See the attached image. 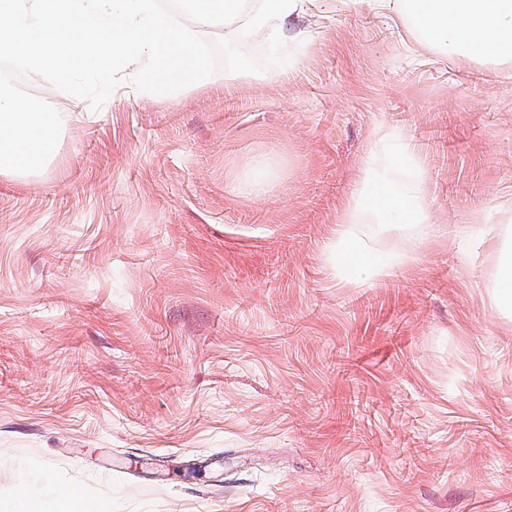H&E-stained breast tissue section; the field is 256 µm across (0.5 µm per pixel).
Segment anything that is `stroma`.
<instances>
[{
  "label": "stroma",
  "instance_id": "1",
  "mask_svg": "<svg viewBox=\"0 0 512 512\" xmlns=\"http://www.w3.org/2000/svg\"><path fill=\"white\" fill-rule=\"evenodd\" d=\"M283 40L97 112L27 77L68 119L0 172V497L38 460L83 512H512V77L333 0ZM385 132L445 232L380 228L407 260L353 283L328 244Z\"/></svg>",
  "mask_w": 512,
  "mask_h": 512
}]
</instances>
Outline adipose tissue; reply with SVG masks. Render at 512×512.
Here are the masks:
<instances>
[{
	"mask_svg": "<svg viewBox=\"0 0 512 512\" xmlns=\"http://www.w3.org/2000/svg\"><path fill=\"white\" fill-rule=\"evenodd\" d=\"M352 6L403 18L420 41L452 56L475 57L505 65L512 62V0H350ZM362 189L367 207L351 204L348 226H337V256L349 277L365 280L380 266L368 252L372 227L411 224L420 236L440 233L422 199L424 165L407 141L379 137L363 160ZM361 225L360 233L349 230ZM82 501L75 485L43 494L32 479L21 480L9 498H0V512H78Z\"/></svg>",
	"mask_w": 512,
	"mask_h": 512,
	"instance_id": "ef3b65f1",
	"label": "adipose tissue"
}]
</instances>
